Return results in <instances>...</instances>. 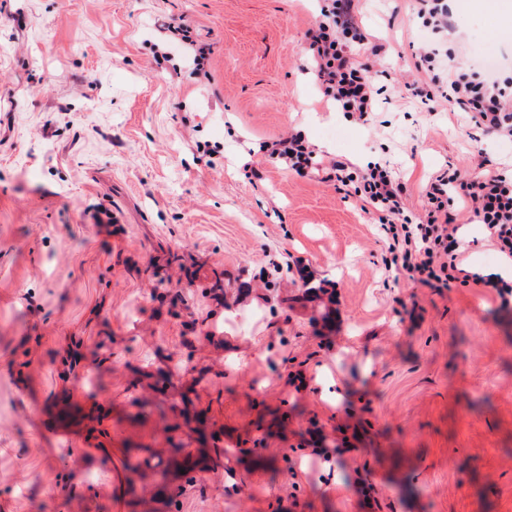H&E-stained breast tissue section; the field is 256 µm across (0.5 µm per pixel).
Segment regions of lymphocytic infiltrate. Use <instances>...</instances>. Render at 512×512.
<instances>
[{"instance_id":"f902f5d3","label":"lymphocytic infiltrate","mask_w":512,"mask_h":512,"mask_svg":"<svg viewBox=\"0 0 512 512\" xmlns=\"http://www.w3.org/2000/svg\"><path fill=\"white\" fill-rule=\"evenodd\" d=\"M359 0H325L319 18L306 32L310 70L324 99L349 117L368 123L377 109L375 79L368 65L356 63L353 46L369 57L385 47L366 39L358 20ZM437 50L423 45L414 67L426 82L405 83L407 94L420 99L429 111L441 103L469 115L475 128L512 140V76L480 73L449 64L436 70ZM259 150L272 162L299 176L323 174L338 187L352 188L365 211L376 214L384 242L382 262L393 280L437 290L473 285L495 290L502 306L512 305V279L483 273L467 265L466 243L459 233V213L483 225L495 251L512 262V168L481 161L476 170H439L422 190L423 213H408L406 183L389 167L376 164L360 171L351 163L322 160L299 132L260 141Z\"/></svg>"}]
</instances>
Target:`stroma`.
<instances>
[{
    "label": "stroma",
    "instance_id": "35a3bbf8",
    "mask_svg": "<svg viewBox=\"0 0 512 512\" xmlns=\"http://www.w3.org/2000/svg\"><path fill=\"white\" fill-rule=\"evenodd\" d=\"M448 4L458 60L512 74V0ZM318 11L0 0V512H512V308L387 283L376 215L256 151L299 131L390 164L417 213L433 173L510 166L512 142L402 92L433 39L407 0L359 2L390 45L373 121L326 105ZM164 21L211 44V85L177 45L156 66ZM273 259L292 267L262 285Z\"/></svg>",
    "mask_w": 512,
    "mask_h": 512
}]
</instances>
